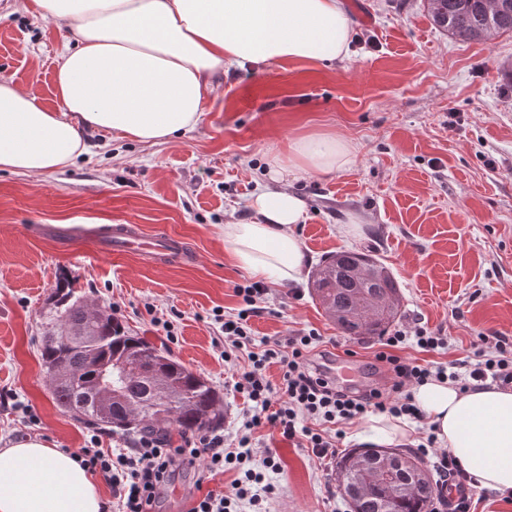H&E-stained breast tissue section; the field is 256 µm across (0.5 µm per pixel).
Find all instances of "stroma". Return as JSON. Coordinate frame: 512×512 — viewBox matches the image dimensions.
I'll return each mask as SVG.
<instances>
[{"instance_id":"35a3bbf8","label":"stroma","mask_w":512,"mask_h":512,"mask_svg":"<svg viewBox=\"0 0 512 512\" xmlns=\"http://www.w3.org/2000/svg\"><path fill=\"white\" fill-rule=\"evenodd\" d=\"M345 2L348 59L232 69L213 78L199 123L171 141L88 131L86 152L63 169L0 170V448L35 435L74 451L89 439L88 427L55 402L40 356L64 282L87 303L119 305L132 335L210 382L223 399L215 431L236 447L248 402L234 382L248 359L242 352L225 361L219 318L241 308L234 287L251 277L225 246L224 225L255 220L252 195L276 187L269 158L312 132L350 142L355 162L286 180L307 203L294 229L307 261L298 281L270 286L250 320L255 338L316 331L328 357L354 350L352 379L363 381L379 337L340 335L310 293L312 270L340 250L372 255L394 274L400 325L446 337L434 352L407 343V360L445 366L473 354L482 337L512 338V35L452 37L434 25L428 0ZM14 3L0 0V78L56 107L55 56L72 34L15 12ZM352 218L359 228L345 233ZM89 224L161 229L184 253L167 265L117 254L78 235ZM19 401L33 407L37 425L24 423ZM251 443L252 468L269 452L281 463L266 475L275 487L268 512H351L335 466L269 424ZM235 477L182 470L155 512H187L197 489L227 490Z\"/></svg>"}]
</instances>
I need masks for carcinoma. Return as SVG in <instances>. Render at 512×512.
Returning <instances> with one entry per match:
<instances>
[{
  "label": "carcinoma",
  "instance_id": "1",
  "mask_svg": "<svg viewBox=\"0 0 512 512\" xmlns=\"http://www.w3.org/2000/svg\"><path fill=\"white\" fill-rule=\"evenodd\" d=\"M433 22L464 40L512 34V0H437L430 8ZM311 288L325 314L346 336H382L401 314L399 285L394 275L369 254L341 251L319 265ZM55 314L47 321L41 359L56 403L77 419L97 428L127 418L128 404L147 408L146 418L122 430L153 435L161 441L172 429L195 432L219 424L224 413L219 397L202 377L132 336L118 318L107 314L93 321L87 304L74 289L57 290ZM89 331L83 340L67 342L58 328ZM101 366L133 361L141 371L116 385L119 397L109 416H99L95 388ZM338 478L352 512H432L436 484L420 458L396 448H365L341 461Z\"/></svg>",
  "mask_w": 512,
  "mask_h": 512
}]
</instances>
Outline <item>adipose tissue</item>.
I'll return each instance as SVG.
<instances>
[{
  "label": "adipose tissue",
  "mask_w": 512,
  "mask_h": 512,
  "mask_svg": "<svg viewBox=\"0 0 512 512\" xmlns=\"http://www.w3.org/2000/svg\"><path fill=\"white\" fill-rule=\"evenodd\" d=\"M25 13L65 23L75 47L55 60L58 105L0 79V169L43 174L86 150L82 131L107 130L163 143L195 127L211 78L246 65L332 62L349 54L351 20L343 0H21ZM352 147L314 134L270 157L273 180L341 171ZM252 222L224 226L237 265L271 283L296 281L305 253L292 227L305 200L288 190L253 195ZM442 446L477 486L512 492V391H459L430 381L411 391ZM0 512H101L91 473L70 453L25 438L0 448Z\"/></svg>",
  "instance_id": "adipose-tissue-1"
}]
</instances>
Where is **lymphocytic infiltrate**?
I'll return each instance as SVG.
<instances>
[{
  "mask_svg": "<svg viewBox=\"0 0 512 512\" xmlns=\"http://www.w3.org/2000/svg\"><path fill=\"white\" fill-rule=\"evenodd\" d=\"M235 292L243 306L236 314L226 316L221 325L226 341L224 355L229 358L247 350L248 365L234 387L251 403L243 417L244 432L236 448H225L223 435L213 433L201 435L190 448L174 447L148 437L140 438L127 453L84 446L75 451V459L88 472L100 475L114 497L113 503L104 504L102 512H153L160 490L171 477L179 470L199 465L213 476L233 470L237 477L232 493L207 491L194 499L189 512H232L233 506L243 499L248 500L253 512H266L265 504L274 488L265 483L264 473L278 471L280 464L270 454L263 460V471L246 467L251 454L250 430L272 424L283 437L325 461L335 457L344 436L343 425L370 413L385 412L395 418L425 423L426 416L413 402L410 386L435 380L450 382L463 392L489 385L512 387V339L496 337L489 349H478L474 356L455 360L446 367L415 364L397 355V348L410 339L426 352L445 347L444 336L424 327L411 334L398 329L383 338L374 358L385 367L390 386L338 385L329 370L311 357L318 341L315 333L254 339L249 320L259 313L267 293L263 283L239 285ZM273 363L280 364L283 370L282 382L277 386L266 377V368ZM435 444L436 437L430 434L418 449L424 456L435 457L441 481L453 482L462 489L454 499H441V506L447 507L448 512H471L473 501L465 488L472 483V476L452 453H436Z\"/></svg>",
  "mask_w": 512,
  "mask_h": 512,
  "instance_id": "obj_1",
  "label": "lymphocytic infiltrate"
}]
</instances>
